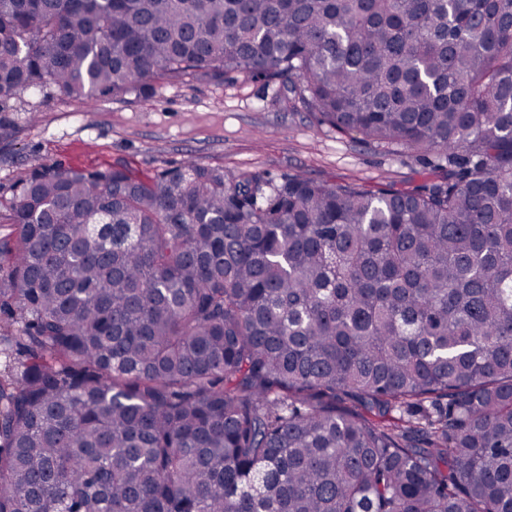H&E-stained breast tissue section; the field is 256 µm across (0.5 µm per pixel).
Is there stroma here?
<instances>
[{"label":"stroma","mask_w":512,"mask_h":512,"mask_svg":"<svg viewBox=\"0 0 512 512\" xmlns=\"http://www.w3.org/2000/svg\"><path fill=\"white\" fill-rule=\"evenodd\" d=\"M7 111L11 137L0 139V197L45 165L85 172L120 168L149 180L192 161L240 175L279 179L300 173L368 189L413 191L438 177L416 155L361 142L310 124L305 112L276 99L263 81L187 76L121 98L87 101L53 90H27Z\"/></svg>","instance_id":"1"}]
</instances>
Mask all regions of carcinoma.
<instances>
[{"mask_svg":"<svg viewBox=\"0 0 512 512\" xmlns=\"http://www.w3.org/2000/svg\"><path fill=\"white\" fill-rule=\"evenodd\" d=\"M192 73L442 176L33 171L0 512H512V0H0L3 109Z\"/></svg>","mask_w":512,"mask_h":512,"instance_id":"1","label":"carcinoma"}]
</instances>
